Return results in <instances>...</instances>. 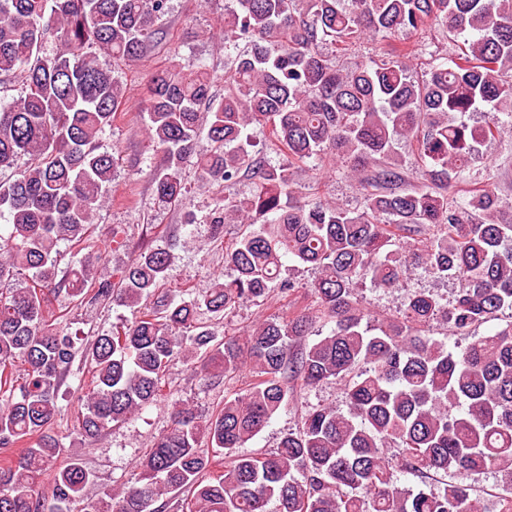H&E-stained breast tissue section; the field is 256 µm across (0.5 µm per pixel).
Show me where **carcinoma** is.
I'll list each match as a JSON object with an SVG mask.
<instances>
[{"mask_svg": "<svg viewBox=\"0 0 512 512\" xmlns=\"http://www.w3.org/2000/svg\"><path fill=\"white\" fill-rule=\"evenodd\" d=\"M224 16V98H209L213 73L173 62L151 81L146 132L162 163L152 173L158 204L175 206L192 168L219 188L248 177L250 196H217L208 224L246 225L225 247L231 279L186 300L163 292L175 261L146 248L86 297L96 260L91 231L116 154L101 150L122 105L123 86L98 57L139 60L158 34L168 0H0V79L23 94L0 105V512H72L94 475L62 454L50 426L76 358L92 371L73 427L85 444L165 397L163 373L181 358L205 376L249 362L256 381L207 419L174 405L171 425L122 493L103 488L89 512H492L469 488L439 473L502 475L512 494V321L455 349L426 334L440 321L465 334L512 311V220L490 186L448 197V183L480 147L512 128V0H238ZM438 26L453 56L393 45L381 61L350 69L323 51L345 53L366 35L389 41ZM55 43L53 55L43 45ZM484 112L475 126L463 120ZM251 125L268 130L288 163L250 150ZM417 144V183L398 158ZM322 154L346 164L361 191L350 210L298 195L293 169ZM82 253L58 276L57 245ZM317 270L314 311L270 314L243 337L216 341L201 316L283 299L294 283L283 258ZM423 269L459 281L451 303L416 292L398 315L376 323L356 305L367 282L394 289ZM111 301L134 317L124 329L77 342L47 323L50 296ZM318 321L328 335L302 341ZM342 383L347 410H311L269 452L245 453L294 392L295 382ZM224 450L216 464L205 448ZM415 491L398 487L387 449ZM52 474V491L41 489Z\"/></svg>", "mask_w": 512, "mask_h": 512, "instance_id": "obj_1", "label": "carcinoma"}]
</instances>
